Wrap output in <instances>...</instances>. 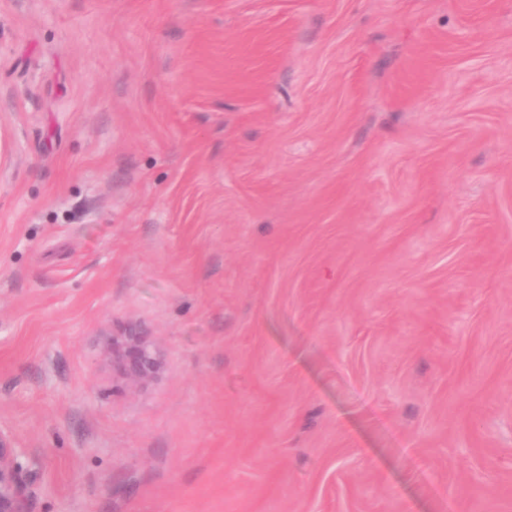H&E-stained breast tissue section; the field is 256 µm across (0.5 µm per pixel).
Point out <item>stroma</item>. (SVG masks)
<instances>
[{"label":"stroma","instance_id":"obj_1","mask_svg":"<svg viewBox=\"0 0 512 512\" xmlns=\"http://www.w3.org/2000/svg\"><path fill=\"white\" fill-rule=\"evenodd\" d=\"M0 140L30 512H512V0H0ZM113 361L131 377L146 378L156 369L157 358L152 347L135 333L112 342Z\"/></svg>","mask_w":512,"mask_h":512}]
</instances>
